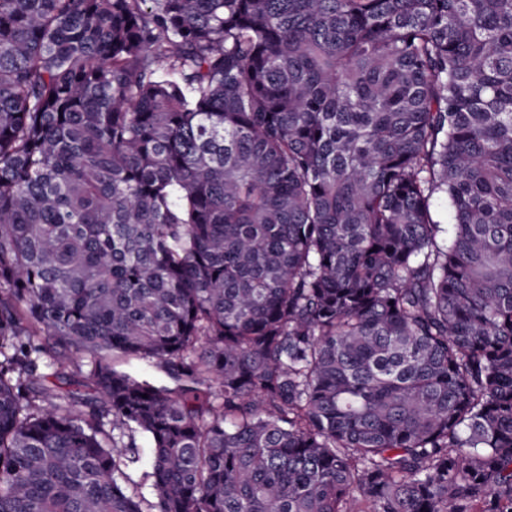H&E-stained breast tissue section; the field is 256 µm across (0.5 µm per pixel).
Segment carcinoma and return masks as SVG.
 <instances>
[{
	"instance_id": "carcinoma-1",
	"label": "carcinoma",
	"mask_w": 512,
	"mask_h": 512,
	"mask_svg": "<svg viewBox=\"0 0 512 512\" xmlns=\"http://www.w3.org/2000/svg\"><path fill=\"white\" fill-rule=\"evenodd\" d=\"M136 433L153 512H512V0H0V512ZM113 362L117 368L138 379H145L155 384L173 385L165 370L155 361L116 354Z\"/></svg>"
}]
</instances>
